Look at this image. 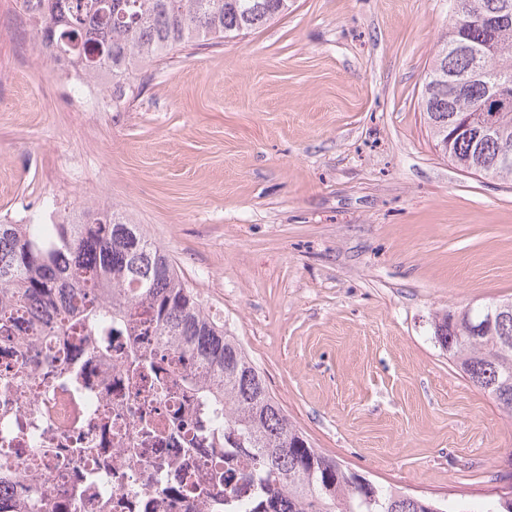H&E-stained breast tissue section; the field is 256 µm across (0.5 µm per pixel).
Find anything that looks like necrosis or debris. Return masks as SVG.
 Instances as JSON below:
<instances>
[{"label":"necrosis or debris","mask_w":512,"mask_h":512,"mask_svg":"<svg viewBox=\"0 0 512 512\" xmlns=\"http://www.w3.org/2000/svg\"><path fill=\"white\" fill-rule=\"evenodd\" d=\"M125 348V342L113 343L111 361L85 363L87 387L79 399L44 395L59 373L47 363L22 373L9 394L0 393V428L13 427L21 415L47 417L48 440L55 448L54 456L46 457L17 436L10 452L18 468L0 484V512H22L44 488L66 487L86 468L110 475L112 493L105 497L99 489L88 490L76 512H203L214 461L206 443L191 440L190 403L176 391L132 379ZM148 417L161 426L160 436L141 434L140 421ZM79 443L92 451L76 460L69 450ZM250 469L246 457L225 456V512H236L237 503L254 497L256 487L246 477Z\"/></svg>","instance_id":"necrosis-or-debris-1"}]
</instances>
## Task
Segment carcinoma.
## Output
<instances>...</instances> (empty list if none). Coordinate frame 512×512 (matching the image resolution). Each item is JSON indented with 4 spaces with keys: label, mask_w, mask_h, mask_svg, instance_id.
Masks as SVG:
<instances>
[{
    "label": "carcinoma",
    "mask_w": 512,
    "mask_h": 512,
    "mask_svg": "<svg viewBox=\"0 0 512 512\" xmlns=\"http://www.w3.org/2000/svg\"><path fill=\"white\" fill-rule=\"evenodd\" d=\"M292 0H21L38 46L62 67L80 69L112 86V98L142 66L199 41L222 42L288 14ZM480 13L498 17L492 50L484 32L468 29L470 49L454 47L457 20L424 86L423 105L437 146L462 171L492 179L512 177V159L499 158L512 143V102L495 114L493 132L451 138L450 111H480L493 77L512 79V0H475ZM493 305L444 312L434 339L448 359L512 418V316L476 336ZM20 313L35 328V354L25 367L61 361L63 384L81 387V364L111 351L112 336H137L153 325L158 348L128 342L125 365L139 381L162 383V362L177 368L181 393L192 397L194 417L213 454L252 460L256 497L243 512H455L446 503L357 481V472L313 447L282 413L265 379L224 323L206 312L169 259L120 210L90 206L52 224L0 222V339ZM86 330L80 344L71 330ZM216 489L208 512H224V469L215 466ZM83 484L40 499L33 512H67Z\"/></svg>",
    "instance_id": "carcinoma-1"
}]
</instances>
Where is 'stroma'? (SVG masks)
<instances>
[{
  "instance_id": "1",
  "label": "stroma",
  "mask_w": 512,
  "mask_h": 512,
  "mask_svg": "<svg viewBox=\"0 0 512 512\" xmlns=\"http://www.w3.org/2000/svg\"><path fill=\"white\" fill-rule=\"evenodd\" d=\"M449 0H295L288 16L82 104L0 0V220L118 208L164 247L314 447L462 512L512 489V419L437 313L512 297V178L459 171L425 77Z\"/></svg>"
}]
</instances>
